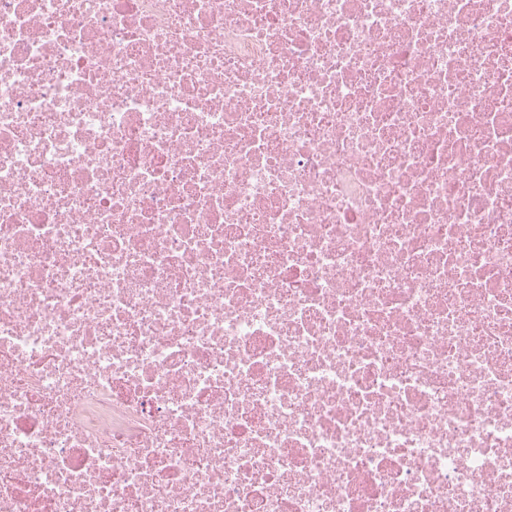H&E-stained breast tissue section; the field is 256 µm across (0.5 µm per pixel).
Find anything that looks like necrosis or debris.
I'll list each match as a JSON object with an SVG mask.
<instances>
[{"label":"necrosis or debris","instance_id":"4bbe7bcc","mask_svg":"<svg viewBox=\"0 0 512 512\" xmlns=\"http://www.w3.org/2000/svg\"><path fill=\"white\" fill-rule=\"evenodd\" d=\"M0 512H512V0H0Z\"/></svg>","mask_w":512,"mask_h":512}]
</instances>
